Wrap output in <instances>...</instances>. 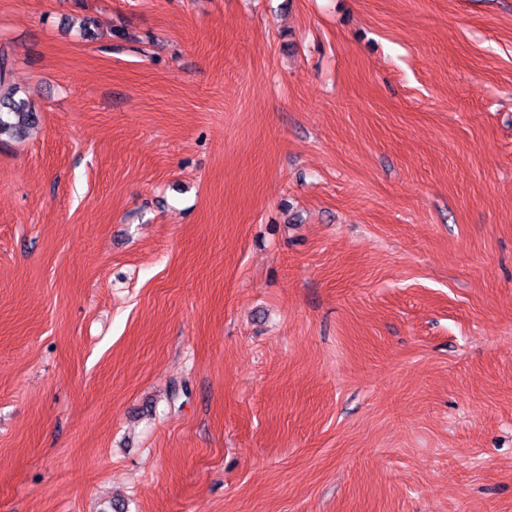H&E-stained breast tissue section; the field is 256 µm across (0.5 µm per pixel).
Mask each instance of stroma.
<instances>
[{
    "label": "stroma",
    "instance_id": "stroma-1",
    "mask_svg": "<svg viewBox=\"0 0 512 512\" xmlns=\"http://www.w3.org/2000/svg\"><path fill=\"white\" fill-rule=\"evenodd\" d=\"M0 51V512H512V0H0ZM8 65L5 54L0 57V138L23 139L38 124L34 108L16 101V88L8 81Z\"/></svg>",
    "mask_w": 512,
    "mask_h": 512
}]
</instances>
